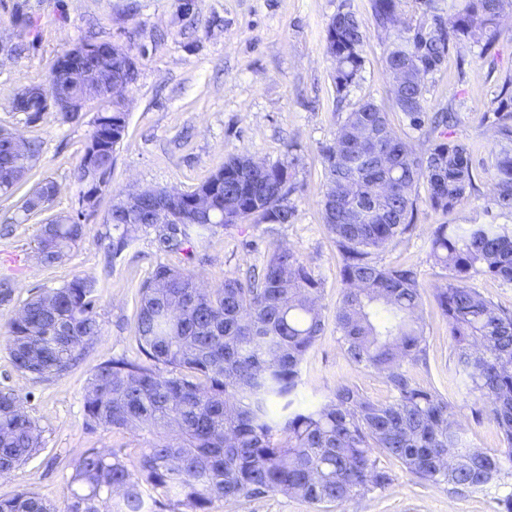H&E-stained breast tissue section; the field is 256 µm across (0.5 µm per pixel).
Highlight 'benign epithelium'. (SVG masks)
<instances>
[{
    "label": "benign epithelium",
    "mask_w": 512,
    "mask_h": 512,
    "mask_svg": "<svg viewBox=\"0 0 512 512\" xmlns=\"http://www.w3.org/2000/svg\"><path fill=\"white\" fill-rule=\"evenodd\" d=\"M120 58L121 67H112L108 92L118 96L135 76V63L122 48L102 42L97 45L77 43L67 52L66 61L58 66L59 73L68 80L50 88H30L18 93L12 102L16 112H35L39 108H56L64 112H79L84 96L102 87L100 72L109 62Z\"/></svg>",
    "instance_id": "1"
}]
</instances>
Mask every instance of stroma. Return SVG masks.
<instances>
[{
  "label": "stroma",
  "instance_id": "obj_1",
  "mask_svg": "<svg viewBox=\"0 0 512 512\" xmlns=\"http://www.w3.org/2000/svg\"><path fill=\"white\" fill-rule=\"evenodd\" d=\"M372 0H0V34L13 54L0 55V127L39 144V159L24 185L34 189L51 180L58 194L44 215L22 219L17 196L0 195V278L14 285L10 303L0 305V332L32 293L57 288L77 277L94 280L102 334L83 350L68 374L37 381L13 366L0 339V387L27 395L26 409L43 430V450L0 478V499L25 490L57 505L67 494L71 463L90 448L120 452L136 462L147 435L89 428L83 396L92 370L115 356L137 355L135 303L157 262L196 272L204 286L225 274L247 275L279 246L294 250L325 286L326 329L302 365L300 394L308 404L322 401L339 382L360 387L371 399L389 392L376 372L347 364L337 340L335 312L343 284L340 256L321 218L326 191L321 159L337 127L354 105L375 101L389 114L393 130L425 151L436 134L466 143L480 171L471 198L449 214L420 207L412 231L382 253L384 264L409 263L419 271L426 316L427 362L412 372L421 386L434 387L460 403L458 418L471 446L499 448L492 423L475 424L463 396L448 378L451 366L448 322L434 302L445 272L429 257L436 225L496 221L512 215L491 209L492 161L499 144L491 123L500 90L512 81V18L487 56L449 53L441 72L426 76L424 96L431 113L451 112L456 120L442 131L411 128L396 109L384 66L388 45L373 23ZM349 6L366 30L365 63L344 99H337L333 63L326 50V26L341 6ZM122 47L137 65V77L123 91L126 135L114 152L112 173L95 210L83 196L87 183L77 169L108 98L88 100L77 119L63 121L50 108L37 118L12 109L21 89L47 85L54 61L81 41ZM246 152L268 163L291 166L294 216L287 224H234L209 234L192 247L158 256L153 233L139 238L115 261H108L101 239L111 235L104 219L120 190L167 186L193 190L225 158ZM83 216L88 235L53 266L39 264L34 248L43 217ZM381 463L390 484L330 512H495L491 496H448L421 485L391 458ZM215 512H314L309 503L280 493L240 499Z\"/></svg>",
  "mask_w": 512,
  "mask_h": 512
}]
</instances>
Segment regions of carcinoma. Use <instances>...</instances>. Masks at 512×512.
Masks as SVG:
<instances>
[{
  "label": "carcinoma",
  "instance_id": "cac0c4a2",
  "mask_svg": "<svg viewBox=\"0 0 512 512\" xmlns=\"http://www.w3.org/2000/svg\"><path fill=\"white\" fill-rule=\"evenodd\" d=\"M402 2L372 0V16L389 39L385 67L393 77V104L420 128L428 113L419 72L440 71L452 49L491 51L512 0H416L421 19L413 27L399 24ZM365 38L347 8L327 25L339 97L364 66ZM502 97L490 202L512 214L509 87ZM125 133L126 113L117 103L95 122L77 169L78 180L92 183L84 197L90 210ZM347 143L359 145L351 160ZM38 155L34 142L0 138L1 195L22 187ZM321 156L328 182L322 220L340 254L345 284L336 308L338 341L349 364L382 375L390 399L374 401L340 382L315 405L299 402L304 358L324 333L323 283L294 251L273 252L254 279L230 273L214 288L201 287L194 272L160 262L138 294V356L98 364L83 399L89 428L148 432L137 464L89 448L73 462L60 505L23 490L0 500V512H101L116 492V512H152L150 490L167 499L170 512H214L218 503L268 492L298 496L320 512L385 488L390 474L380 466L381 455L451 496L492 491L498 512H512V311L474 285L479 277L512 282V226L438 224L429 246L434 263L447 271L435 301L448 319L450 380L464 390L474 423H493L500 439L499 448L484 451L468 443L457 405L420 387L406 367L427 354L418 270L380 260L412 230L418 203L448 213L472 196L479 174L470 149L440 137L418 153L392 132L387 113L366 99L346 114ZM291 179L288 164L238 153L191 192L155 189L159 209L149 200L140 212L131 211L121 191L105 218L112 225V255L150 229L162 255L244 221L287 224L294 215ZM422 184L423 198L417 194ZM57 193L50 180L25 193L23 219L44 211ZM87 234L78 218L49 220L37 239L38 261L58 262ZM101 333L94 284L75 278L23 301L4 339L17 370L47 381L68 373L79 350ZM25 402L15 390L0 388V475L43 447L42 430Z\"/></svg>",
  "mask_w": 512,
  "mask_h": 512
}]
</instances>
